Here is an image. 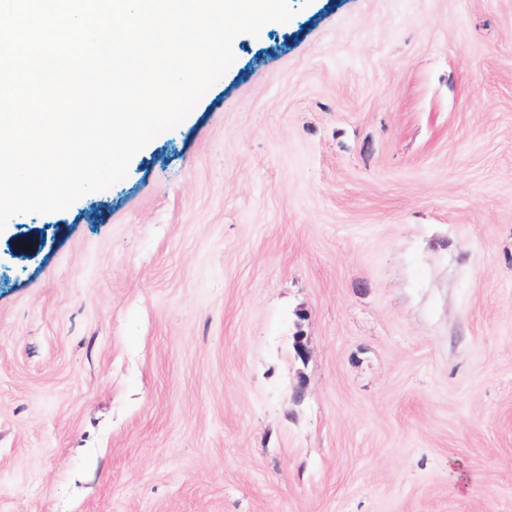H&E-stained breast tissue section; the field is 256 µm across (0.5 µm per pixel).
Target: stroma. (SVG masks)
Wrapping results in <instances>:
<instances>
[{
  "label": "stroma",
  "instance_id": "1",
  "mask_svg": "<svg viewBox=\"0 0 512 512\" xmlns=\"http://www.w3.org/2000/svg\"><path fill=\"white\" fill-rule=\"evenodd\" d=\"M289 3L0 233V512H512V0Z\"/></svg>",
  "mask_w": 512,
  "mask_h": 512
}]
</instances>
